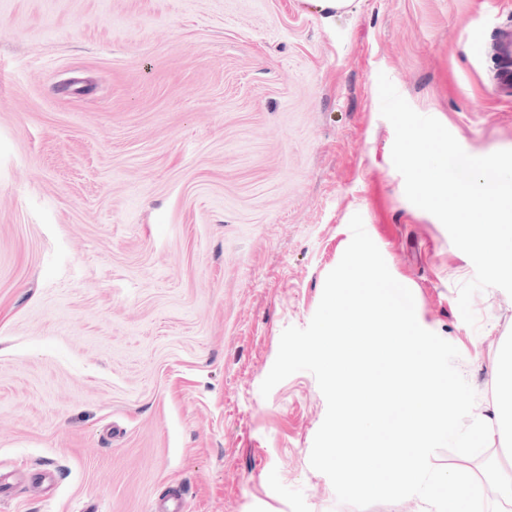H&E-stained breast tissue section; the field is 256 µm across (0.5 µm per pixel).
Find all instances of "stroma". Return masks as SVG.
Segmentation results:
<instances>
[{
    "label": "stroma",
    "mask_w": 512,
    "mask_h": 512,
    "mask_svg": "<svg viewBox=\"0 0 512 512\" xmlns=\"http://www.w3.org/2000/svg\"><path fill=\"white\" fill-rule=\"evenodd\" d=\"M512 0H0V512H356L311 468L313 374L260 386L361 214L489 417L512 296L410 203L386 74L472 156Z\"/></svg>",
    "instance_id": "35a3bbf8"
}]
</instances>
